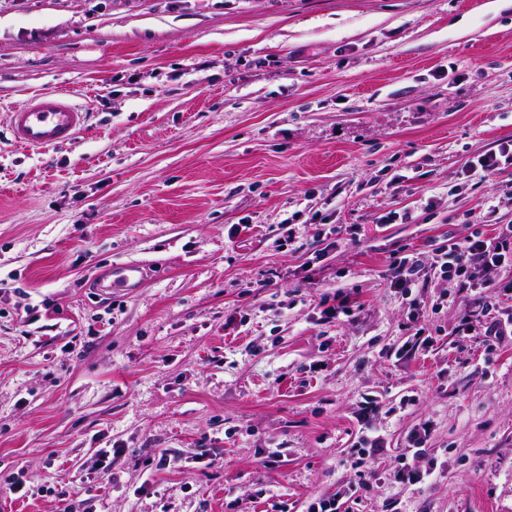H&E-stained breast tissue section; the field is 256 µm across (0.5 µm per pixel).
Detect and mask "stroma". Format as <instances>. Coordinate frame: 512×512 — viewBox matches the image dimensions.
<instances>
[{
	"instance_id": "35a3bbf8",
	"label": "stroma",
	"mask_w": 512,
	"mask_h": 512,
	"mask_svg": "<svg viewBox=\"0 0 512 512\" xmlns=\"http://www.w3.org/2000/svg\"><path fill=\"white\" fill-rule=\"evenodd\" d=\"M53 88L87 124L36 152L8 114ZM507 140L512 0H0V512L63 488L78 512H306L341 487L353 512H512V346L456 334L474 291L432 275L412 316L389 276L488 208L512 223L461 172ZM130 261L139 288L98 291ZM366 393L388 451L357 468ZM424 420L437 479L396 486Z\"/></svg>"
}]
</instances>
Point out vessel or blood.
Instances as JSON below:
<instances>
[{"label": "vessel or blood", "mask_w": 512, "mask_h": 512, "mask_svg": "<svg viewBox=\"0 0 512 512\" xmlns=\"http://www.w3.org/2000/svg\"><path fill=\"white\" fill-rule=\"evenodd\" d=\"M86 117L85 109L74 103L68 93L51 90L14 108L9 114V130L17 143L44 151L74 139ZM144 277V267L131 263L110 266L97 275L99 288L111 294L139 287Z\"/></svg>", "instance_id": "1"}]
</instances>
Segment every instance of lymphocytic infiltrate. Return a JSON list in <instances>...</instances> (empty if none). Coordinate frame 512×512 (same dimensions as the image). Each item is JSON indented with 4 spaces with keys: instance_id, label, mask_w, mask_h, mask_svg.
Wrapping results in <instances>:
<instances>
[{
    "instance_id": "lymphocytic-infiltrate-1",
    "label": "lymphocytic infiltrate",
    "mask_w": 512,
    "mask_h": 512,
    "mask_svg": "<svg viewBox=\"0 0 512 512\" xmlns=\"http://www.w3.org/2000/svg\"><path fill=\"white\" fill-rule=\"evenodd\" d=\"M463 173L498 176V191L512 195V142L499 144L490 150L465 161ZM438 271L441 277L456 280L459 287L478 291L482 302L476 319H462L457 330L464 335H478L486 351L497 352L505 342L512 341V313H501L495 304L496 297L512 295V225L502 224L496 234L476 231L460 239L433 249L429 259L401 252L390 263L391 285L397 290L402 305L416 307L418 299L413 294L426 268ZM432 432L431 422L416 424L407 435L413 448V462L393 468L389 477L395 485L409 487L422 484L431 477V471L418 466L425 445Z\"/></svg>"
}]
</instances>
